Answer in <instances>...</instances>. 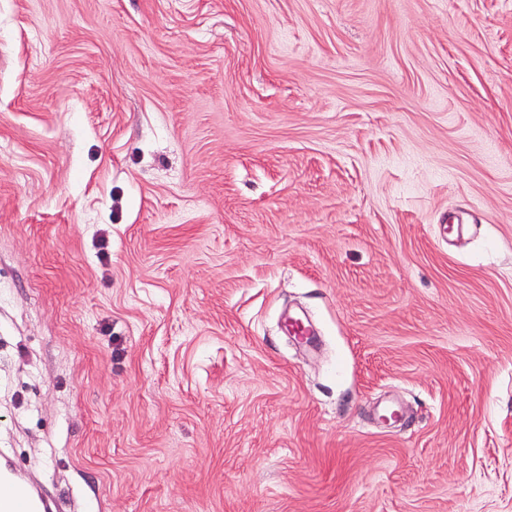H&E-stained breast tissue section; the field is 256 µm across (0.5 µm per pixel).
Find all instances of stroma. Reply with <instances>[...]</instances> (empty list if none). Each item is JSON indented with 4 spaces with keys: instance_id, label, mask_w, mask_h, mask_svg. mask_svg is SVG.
<instances>
[{
    "instance_id": "stroma-1",
    "label": "stroma",
    "mask_w": 512,
    "mask_h": 512,
    "mask_svg": "<svg viewBox=\"0 0 512 512\" xmlns=\"http://www.w3.org/2000/svg\"><path fill=\"white\" fill-rule=\"evenodd\" d=\"M1 457L512 512V0H0Z\"/></svg>"
}]
</instances>
